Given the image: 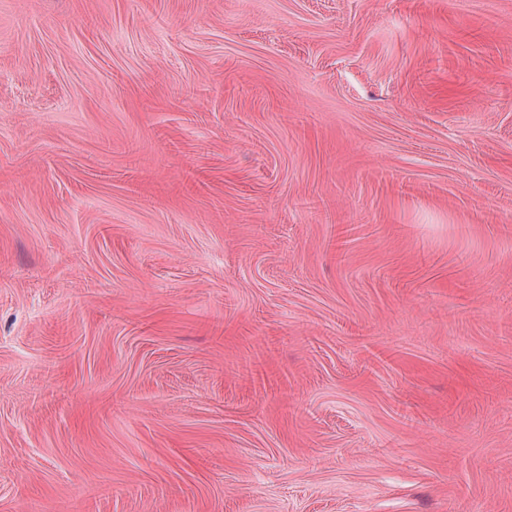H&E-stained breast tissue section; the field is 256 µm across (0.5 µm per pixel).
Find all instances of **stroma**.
<instances>
[{
    "instance_id": "stroma-1",
    "label": "stroma",
    "mask_w": 512,
    "mask_h": 512,
    "mask_svg": "<svg viewBox=\"0 0 512 512\" xmlns=\"http://www.w3.org/2000/svg\"><path fill=\"white\" fill-rule=\"evenodd\" d=\"M0 512H512V0H0Z\"/></svg>"
}]
</instances>
